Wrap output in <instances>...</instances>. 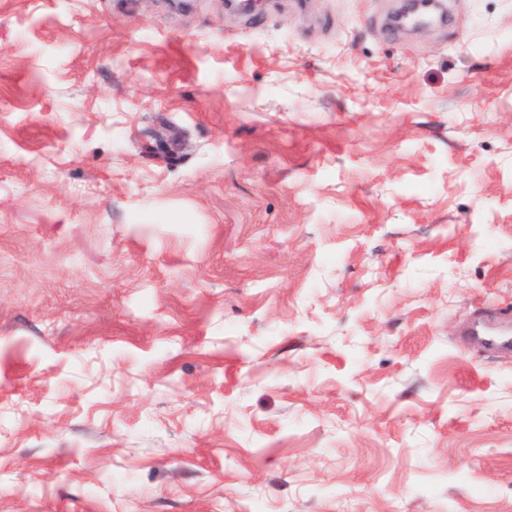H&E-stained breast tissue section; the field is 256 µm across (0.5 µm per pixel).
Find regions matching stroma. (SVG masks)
<instances>
[{
  "label": "stroma",
  "mask_w": 512,
  "mask_h": 512,
  "mask_svg": "<svg viewBox=\"0 0 512 512\" xmlns=\"http://www.w3.org/2000/svg\"><path fill=\"white\" fill-rule=\"evenodd\" d=\"M0 0V512H512V0Z\"/></svg>",
  "instance_id": "1"
}]
</instances>
